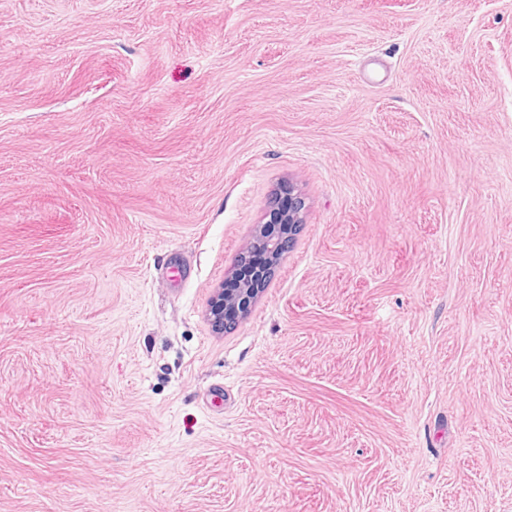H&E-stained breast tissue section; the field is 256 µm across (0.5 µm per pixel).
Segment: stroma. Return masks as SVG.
<instances>
[{
    "label": "stroma",
    "instance_id": "stroma-1",
    "mask_svg": "<svg viewBox=\"0 0 512 512\" xmlns=\"http://www.w3.org/2000/svg\"><path fill=\"white\" fill-rule=\"evenodd\" d=\"M0 512H512V0H0ZM305 210V199L292 184L280 186L268 202L264 224L258 225L252 241L241 253L238 266L249 262L253 250L258 248L268 260L270 276L304 224ZM261 288H251L250 285L241 284L239 288L228 291L215 289L210 299L207 317L215 333L223 334L232 329L238 321L247 316L255 303ZM228 312H233V318H228Z\"/></svg>",
    "mask_w": 512,
    "mask_h": 512
}]
</instances>
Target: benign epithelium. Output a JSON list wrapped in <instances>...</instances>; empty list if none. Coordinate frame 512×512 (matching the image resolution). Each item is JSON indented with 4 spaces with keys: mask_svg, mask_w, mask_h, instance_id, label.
Instances as JSON below:
<instances>
[{
    "mask_svg": "<svg viewBox=\"0 0 512 512\" xmlns=\"http://www.w3.org/2000/svg\"><path fill=\"white\" fill-rule=\"evenodd\" d=\"M305 199L290 183L280 186L271 196L264 215V224L257 227L252 241L241 253L239 263L250 261L254 249H260L268 260V271H274L304 223ZM260 289L247 284L228 291L217 288L210 299L207 317L215 333L232 329L247 316Z\"/></svg>",
    "mask_w": 512,
    "mask_h": 512,
    "instance_id": "1",
    "label": "benign epithelium"
}]
</instances>
